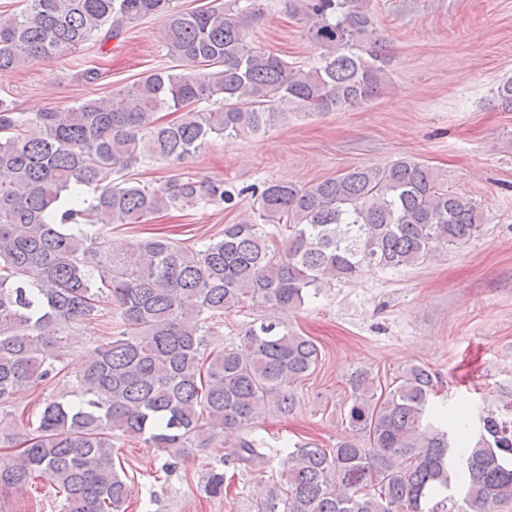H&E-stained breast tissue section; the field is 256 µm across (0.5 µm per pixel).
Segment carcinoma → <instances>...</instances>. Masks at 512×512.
<instances>
[{"label": "carcinoma", "instance_id": "cac0c4a2", "mask_svg": "<svg viewBox=\"0 0 512 512\" xmlns=\"http://www.w3.org/2000/svg\"><path fill=\"white\" fill-rule=\"evenodd\" d=\"M24 2L0 12L1 78L153 16L163 17L160 39L178 61L32 118L0 99V408L68 379L36 419L12 420L21 450L0 470V495L42 477L60 512H126L114 440L165 453L166 472L186 448L227 446L221 463L254 467L265 453L250 429L271 405L292 411V387L315 370L317 344L273 320L256 319L239 343L207 350L225 312L246 302L295 309L366 266L422 263L470 241L483 215L433 168L400 157L313 184L267 183L252 216L199 248L161 236L116 247L104 235L112 224L234 200L224 184L188 173L147 186L131 177L145 160L182 164L214 135L265 132L290 105L333 112L374 98L388 80V51L372 0H286L320 50L307 65L253 41L262 0L184 10L172 0ZM160 112L181 116L163 122ZM267 224L287 225L288 236L274 240ZM106 310L115 315L111 337L67 376L74 329ZM435 384L420 364L389 384L355 373L344 409L351 435L334 448L295 445L255 512H499L512 502V401L488 412L468 446L448 416L427 419ZM454 448L464 449L461 498L450 492ZM225 480L211 468L205 491L223 496Z\"/></svg>", "mask_w": 512, "mask_h": 512}]
</instances>
